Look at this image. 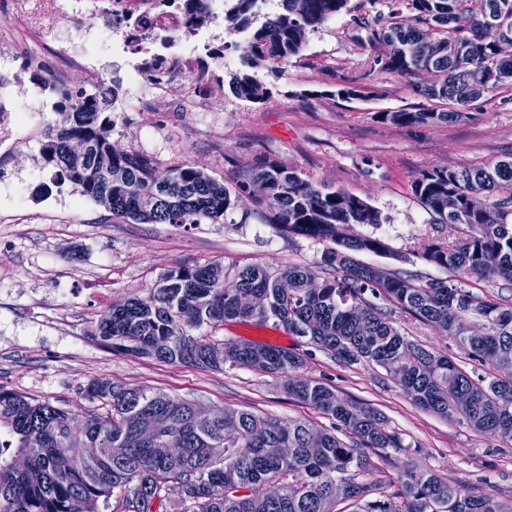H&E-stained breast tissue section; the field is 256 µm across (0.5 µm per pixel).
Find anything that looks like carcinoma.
I'll return each mask as SVG.
<instances>
[{
	"label": "carcinoma",
	"mask_w": 512,
	"mask_h": 512,
	"mask_svg": "<svg viewBox=\"0 0 512 512\" xmlns=\"http://www.w3.org/2000/svg\"><path fill=\"white\" fill-rule=\"evenodd\" d=\"M200 0H183L184 28L202 21ZM224 21L247 38L238 45L245 65L276 67L302 50L309 32L347 7L348 0H279L274 15L256 24L265 0H225ZM387 20L371 30L373 65L409 77L427 75L417 93L457 105L512 83V57L498 55L483 26L508 18L512 0H391ZM479 68L486 87L472 90L466 73ZM231 93L259 102L270 91L246 71L229 81ZM64 121L48 129L41 158L55 168V184H72L105 206L112 218L142 224L219 222L247 195L292 235L332 244L323 265L288 264L271 270L251 264L224 283L216 264L180 266L156 281L149 299L131 295L112 305L91 335L115 351L179 363L200 370L226 366L267 373L288 395L334 421L329 431L305 421L283 423L236 410L222 420L215 410L197 416L195 404L147 388L94 380L88 397L99 402L80 432L66 411L48 401L0 389V512H154V503L177 492L178 512H512V504L474 495L434 473L405 465L390 492L372 475L388 461L386 450L405 447L377 413L341 399L333 387L298 374L303 357L265 344L223 343L213 332L226 321H273L346 364L365 362L385 370L420 409L444 418L459 415L474 432L512 442V306L497 304L443 279L391 271L377 280L355 253L390 255L381 238L352 235L350 224H378L380 212L343 190L314 184L296 170L259 157L228 186L193 166L160 171L156 160L112 143L108 101L94 94H58ZM458 112L404 108L382 112L393 124L450 122ZM421 204L457 233L453 242L432 241L421 258L446 270L512 284V156L492 165L436 167L412 182ZM500 210L486 224L483 212ZM410 317L448 332L468 357L508 379H474L450 358L426 349L402 327ZM483 321L482 336H466L460 323ZM159 424L156 439L139 437L145 415ZM350 439L346 443L340 435ZM125 448L115 458L110 449ZM276 448H290L283 458ZM41 472L33 484L27 470ZM288 479L279 491L266 486Z\"/></svg>",
	"instance_id": "obj_1"
}]
</instances>
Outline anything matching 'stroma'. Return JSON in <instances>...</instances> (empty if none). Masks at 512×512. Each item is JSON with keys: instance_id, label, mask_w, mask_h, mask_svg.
Segmentation results:
<instances>
[{"instance_id": "obj_1", "label": "stroma", "mask_w": 512, "mask_h": 512, "mask_svg": "<svg viewBox=\"0 0 512 512\" xmlns=\"http://www.w3.org/2000/svg\"><path fill=\"white\" fill-rule=\"evenodd\" d=\"M389 11L390 0H349L279 69L252 68L256 80L272 91L262 103L234 97L227 69L197 91L184 81L156 90L144 112L117 99L112 139L156 156L160 169L189 165L228 185L256 158L276 160L380 212L379 224H354L348 231L378 236L392 253H364L361 261L444 279L491 302H506L512 286L504 281L466 276L421 258L423 243L451 239L452 232L434 223L412 182L432 167L479 166L512 155V85L465 105L453 122L405 127L380 120L383 112L430 105L415 93L411 78L367 63L364 25L387 19ZM49 64L42 46L22 43L14 46L9 69H0V83L7 85L0 103L17 101L28 122L11 147H0V181L47 187L19 199L0 197V388L50 402L68 412L76 427L94 408L84 386L109 379L195 402L206 412L248 410L330 428L325 415L288 396L269 375L239 367L201 371L118 353L95 340L92 331L113 303L132 294L148 298L168 270L213 263L230 275L255 263L273 269L288 263L315 267L327 245L281 232L256 214L247 197L222 224H138L113 219L71 184L54 185L52 168L36 161L47 128L63 119L54 96L35 91ZM128 68L127 57L110 55L100 60L97 76L72 69L70 85L108 94L113 84H125ZM344 84L363 86L365 93L341 100L335 92ZM407 328L419 343L452 358L472 377L490 376V367L471 360L446 331L412 321ZM215 337L295 349L304 359L302 376L376 409L386 428L408 442V451L396 454V465L411 461L466 490L512 499V442L419 409L382 368L343 364L271 322H228Z\"/></svg>"}]
</instances>
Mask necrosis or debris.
<instances>
[{
    "instance_id": "1",
    "label": "necrosis or debris",
    "mask_w": 512,
    "mask_h": 512,
    "mask_svg": "<svg viewBox=\"0 0 512 512\" xmlns=\"http://www.w3.org/2000/svg\"><path fill=\"white\" fill-rule=\"evenodd\" d=\"M55 28H79V37L58 42L56 50L69 68H81L96 74L99 57L121 52L134 57L126 88L134 104L144 100L142 87H159L169 78L181 76L197 83L194 68L197 54L211 40L210 30H184L181 15L165 9L157 0H110L107 12L111 17L102 26L78 27V20L87 15V0H41Z\"/></svg>"
}]
</instances>
